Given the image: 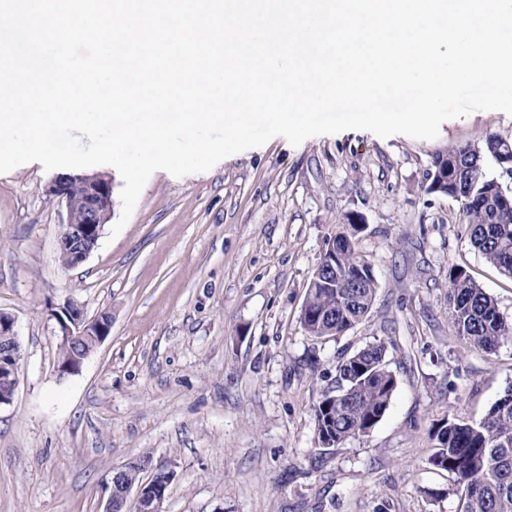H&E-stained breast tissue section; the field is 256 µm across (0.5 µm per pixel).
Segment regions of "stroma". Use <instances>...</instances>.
<instances>
[{
	"label": "stroma",
	"instance_id": "stroma-1",
	"mask_svg": "<svg viewBox=\"0 0 512 512\" xmlns=\"http://www.w3.org/2000/svg\"><path fill=\"white\" fill-rule=\"evenodd\" d=\"M512 139V115L477 111L436 139L361 130L284 137L202 173L154 172L113 241L58 260L56 176L0 174V310L21 345L0 407V512H103L114 469L174 473L161 512H460L454 475L429 464L434 423L480 422L512 387V341L465 346L446 309L466 272L512 319V278L471 245L460 202L427 193L435 151ZM378 289L362 323L318 339L300 323L327 238L347 213ZM107 312L110 335L60 375L51 306ZM389 344L397 387L364 437L319 445L312 407L336 362Z\"/></svg>",
	"mask_w": 512,
	"mask_h": 512
}]
</instances>
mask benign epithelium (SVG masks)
I'll return each instance as SVG.
<instances>
[{
	"mask_svg": "<svg viewBox=\"0 0 512 512\" xmlns=\"http://www.w3.org/2000/svg\"><path fill=\"white\" fill-rule=\"evenodd\" d=\"M453 167L439 165L432 173L428 192L438 194L448 187V173ZM45 193L65 206L66 220L58 239V250L68 254L71 266L84 262L97 247L104 225L112 211V184L101 175L69 174L55 178ZM336 279V237L326 240L322 257L312 276L311 286L330 284ZM55 320L54 334L59 344H68L79 350L75 364L58 365L61 375L79 371L83 362L100 345L112 330V316L101 313L93 319L84 315L80 304L67 299L51 310ZM21 359L20 343L15 330L14 318L0 311V376L9 380L11 388H16L17 372ZM165 474L162 483L144 482L137 488L128 486L124 481L123 471L112 472L108 485L110 495L105 512H128L127 500L131 490H136V512H160V505L165 497L164 490L173 479V472L157 471Z\"/></svg>",
	"mask_w": 512,
	"mask_h": 512,
	"instance_id": "1",
	"label": "benign epithelium"
}]
</instances>
